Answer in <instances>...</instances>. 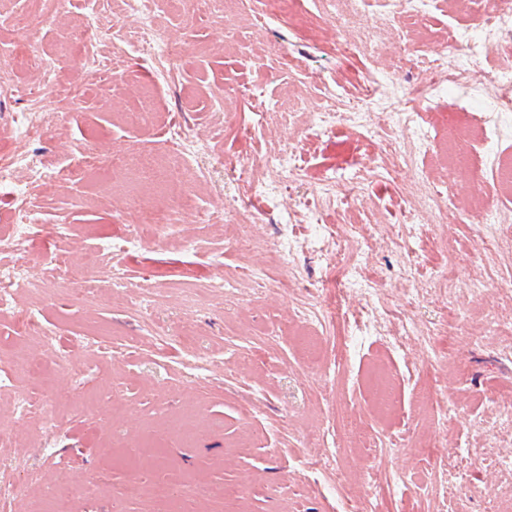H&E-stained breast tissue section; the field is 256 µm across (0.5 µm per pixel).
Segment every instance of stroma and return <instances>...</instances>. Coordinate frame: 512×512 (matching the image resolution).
I'll return each instance as SVG.
<instances>
[{"instance_id":"stroma-1","label":"stroma","mask_w":512,"mask_h":512,"mask_svg":"<svg viewBox=\"0 0 512 512\" xmlns=\"http://www.w3.org/2000/svg\"><path fill=\"white\" fill-rule=\"evenodd\" d=\"M95 12L116 14L126 30L151 23L162 44L147 52L116 37L85 56L68 45L69 29ZM481 17L476 0H435L421 18L408 16L403 0H300L274 19L260 0H230L223 22L202 11L188 22L169 0H70L66 15L42 26L44 71L20 65L14 89L0 92V154L25 157L0 181V236L11 230L16 185L30 184L40 209L19 258L29 278L52 279L60 256L74 275H88L85 259L102 237L137 229L112 189L121 170L42 185L29 161L72 167L86 151L113 160L166 150L178 136L185 149L170 155V190H200L166 243L113 257V276L130 283L124 291L99 289L89 304L62 293L37 304L16 288L15 313H34L54 336L16 335L12 315H0V425L39 432L23 449L0 440V470L15 486L0 512H53L51 490L76 500L78 512H159L135 490L153 471L113 466L112 454L175 420L200 431L169 447L171 474L198 489L178 512H207L204 491L214 484L243 490V512H346L354 501L364 512H428L425 489L445 467L455 474L445 512H512V422L499 409L512 401V197L488 193L507 217L495 251L478 249L468 212L474 169L512 153V112L495 114L485 141L469 135L471 115L491 106L492 74L512 75V40L484 44L466 66L449 50L458 31L478 33ZM169 42L181 48L174 63L165 59ZM279 48L294 68L279 67ZM437 49L467 81L413 107L422 128L443 119L471 171L443 164L425 145L411 169H395L380 148L391 112L374 113L366 127L341 114L316 129L315 112L336 92L352 99L369 82L391 111L403 109L417 74L398 58ZM103 67L127 72L125 84L96 82ZM239 83L255 96L225 98ZM144 89L148 121L125 126L121 113L139 106ZM47 112L63 113L58 129L21 140L19 127ZM278 150L294 153L301 181L268 170ZM239 162L253 173L246 192L224 176ZM323 223L360 226L359 240L343 246L345 264L328 261ZM283 224L287 267L273 259ZM440 272L447 284L436 282ZM196 281L218 289L189 309L183 291ZM146 289L155 303H144ZM310 302L344 313L314 347L301 336ZM410 321L435 328L431 347L406 335ZM380 361L395 378L388 422L365 402ZM87 397L98 399L97 417L82 413ZM23 398L56 400L53 420L18 416ZM352 428L389 455L344 447ZM243 441L249 453L237 452ZM20 456L26 466L17 470ZM90 477L99 490L86 497Z\"/></svg>"}]
</instances>
